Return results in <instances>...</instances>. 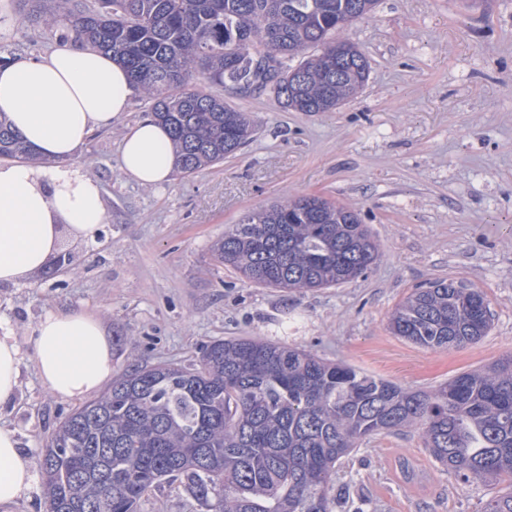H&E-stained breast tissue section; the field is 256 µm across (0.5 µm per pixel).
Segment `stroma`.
<instances>
[{"label": "stroma", "mask_w": 512, "mask_h": 512, "mask_svg": "<svg viewBox=\"0 0 512 512\" xmlns=\"http://www.w3.org/2000/svg\"><path fill=\"white\" fill-rule=\"evenodd\" d=\"M336 40L362 50L369 78L330 112H295L267 91L203 84L250 115L248 143L223 162L158 187L127 179L119 145L150 113L133 93L125 116L69 158L99 180L110 214L98 236L64 237L46 272L0 286V323L24 354L50 311L97 315L112 373L198 363L216 340L262 338L429 391L512 354V0H377ZM56 37L12 0L0 56L38 57ZM319 195L359 213L380 259L352 282L288 291L215 262L213 243L248 214ZM452 279L482 290L491 327L478 343L435 350L394 336L413 289ZM82 398L63 401L21 367L0 424L41 456ZM493 487L462 484L418 426L379 433L336 465L334 512H481ZM139 512H211L182 481L153 488Z\"/></svg>", "instance_id": "obj_1"}]
</instances>
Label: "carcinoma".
Segmentation results:
<instances>
[{
    "label": "carcinoma",
    "instance_id": "carcinoma-1",
    "mask_svg": "<svg viewBox=\"0 0 512 512\" xmlns=\"http://www.w3.org/2000/svg\"><path fill=\"white\" fill-rule=\"evenodd\" d=\"M360 0H92L62 15L65 34L109 53L178 148L181 173L219 163L250 139V116L194 82L274 95L295 112H331L365 84L356 49L336 73L328 49ZM314 46L295 93L288 57ZM277 60L274 73L254 63ZM29 147L0 121V159ZM295 199L252 213L213 246L216 260L255 284L325 288L363 275L379 250L358 214ZM477 288L439 279L417 288L391 319L413 344L448 350L490 328ZM419 425L424 445L462 483L504 484L482 512H512V354L462 372L433 392L407 390L299 348L250 338L216 340L197 365H159L112 379L75 408L42 455L51 512H138L163 481L184 479L214 512H333L336 463L368 437Z\"/></svg>",
    "mask_w": 512,
    "mask_h": 512
}]
</instances>
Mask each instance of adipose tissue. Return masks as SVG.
<instances>
[{"label": "adipose tissue", "instance_id": "ef3b65f1", "mask_svg": "<svg viewBox=\"0 0 512 512\" xmlns=\"http://www.w3.org/2000/svg\"><path fill=\"white\" fill-rule=\"evenodd\" d=\"M133 92L127 70L110 55L56 42L46 56L0 61V117L20 132L35 155L0 163V286L45 270L64 234L87 237L108 221L98 181L87 170L62 166L97 127L117 122ZM124 174L144 187L169 181L175 153L166 128L151 118L128 127L121 145ZM31 360L42 387L69 400L112 378V349L99 318L55 311L34 330L31 356L13 331L0 325V405L14 397L20 367ZM37 461L0 427V512L33 487Z\"/></svg>", "mask_w": 512, "mask_h": 512}]
</instances>
